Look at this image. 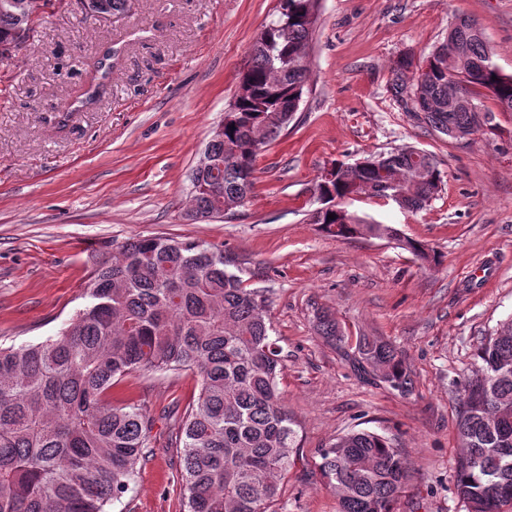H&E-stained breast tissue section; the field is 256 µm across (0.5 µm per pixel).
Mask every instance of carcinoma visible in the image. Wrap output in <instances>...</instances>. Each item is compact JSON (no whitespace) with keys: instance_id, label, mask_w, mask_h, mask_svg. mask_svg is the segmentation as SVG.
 Segmentation results:
<instances>
[{"instance_id":"carcinoma-1","label":"carcinoma","mask_w":512,"mask_h":512,"mask_svg":"<svg viewBox=\"0 0 512 512\" xmlns=\"http://www.w3.org/2000/svg\"><path fill=\"white\" fill-rule=\"evenodd\" d=\"M35 2L0 0V55L11 51L19 27L35 30ZM125 9L126 0H84L92 16ZM319 18L320 0H278L241 75L248 94L229 104L223 130L212 132V165L191 174V220L249 199L258 158L299 110ZM475 24L459 19L428 56L395 68V94L411 93L407 111L452 141L489 124L484 96L512 112V74L499 69ZM388 184L408 196L390 198ZM443 184L434 156L414 146L338 164L335 179L316 184L319 207L310 221L336 239L394 242L435 266L426 244L358 216L345 201L390 198L417 211ZM86 294L87 304L56 335L0 347V512H109L147 457L153 428L145 408L114 404L109 392L132 373L156 371H190L199 381L180 425L186 512H273L298 429L279 391L281 348L266 300L226 269L224 252L149 236L102 258ZM314 318L319 335L346 347L331 314L317 310ZM346 356L359 374L409 391L410 374L390 344L359 336ZM476 358L461 394L456 493L467 512H512V319L480 342ZM318 455L340 512H393L408 471L385 436L352 431Z\"/></svg>"}]
</instances>
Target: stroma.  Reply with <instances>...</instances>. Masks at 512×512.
Instances as JSON below:
<instances>
[{
    "label": "stroma",
    "mask_w": 512,
    "mask_h": 512,
    "mask_svg": "<svg viewBox=\"0 0 512 512\" xmlns=\"http://www.w3.org/2000/svg\"><path fill=\"white\" fill-rule=\"evenodd\" d=\"M277 0H132L119 18H84L80 0L41 15L29 47L0 65V345L57 334L82 308L101 254L137 236L204 241L263 295L282 349L279 388L299 446L279 512H338L317 452L340 435H386L410 467L394 512H466L455 490L458 395L480 341L512 318V112L452 141L406 111L396 62L427 56L460 17L480 24L512 74V0H322L310 79L296 118L257 161L243 207L186 220L189 174L239 89ZM122 49L103 92L67 123L93 62ZM414 146L445 173L429 206L380 198L349 210L394 224L440 255L421 266L383 240H339L311 224L315 186L331 162ZM347 335L393 345L412 386L372 383L316 335L315 308ZM198 393L193 375L135 374L112 389L153 418L151 453L112 512H185L177 419Z\"/></svg>",
    "instance_id": "stroma-1"
}]
</instances>
